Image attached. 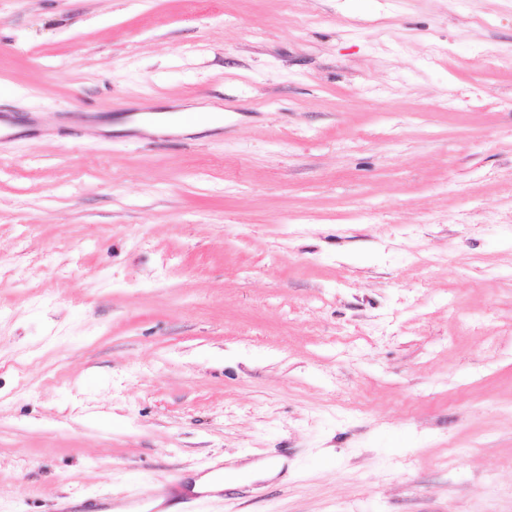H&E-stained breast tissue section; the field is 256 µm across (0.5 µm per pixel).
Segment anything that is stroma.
Listing matches in <instances>:
<instances>
[{
	"label": "stroma",
	"instance_id": "1",
	"mask_svg": "<svg viewBox=\"0 0 512 512\" xmlns=\"http://www.w3.org/2000/svg\"><path fill=\"white\" fill-rule=\"evenodd\" d=\"M0 111V512H512V0H0ZM151 112H155V111H151ZM170 112H181V113H179L180 115H178V116H170V115L164 114V113H170ZM189 112L219 113V112H223V111L217 107L212 106V105H206V106L192 105V106L183 107V108H180L177 110L155 112V113H159V114H154L151 116L144 117L141 121L137 122L136 125L152 131L157 126H159L161 124L170 123L174 119H178V120L182 121V116L184 115L183 113H189ZM238 471L234 469L221 468L213 473H207L198 478L193 477V488L195 492H220L227 487H235L242 482L232 477Z\"/></svg>",
	"mask_w": 512,
	"mask_h": 512
}]
</instances>
